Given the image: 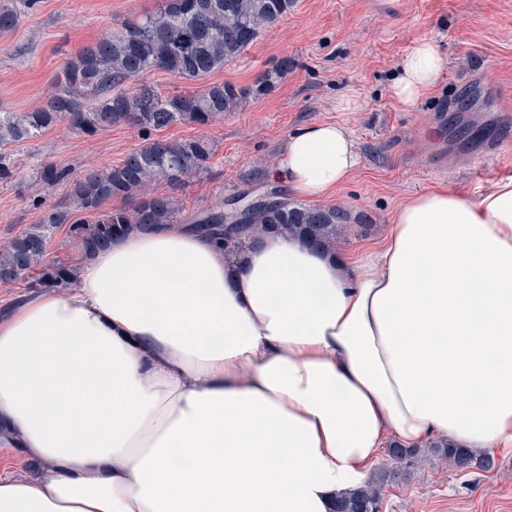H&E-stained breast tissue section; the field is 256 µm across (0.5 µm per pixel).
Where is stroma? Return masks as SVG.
<instances>
[{"instance_id":"stroma-1","label":"stroma","mask_w":512,"mask_h":512,"mask_svg":"<svg viewBox=\"0 0 512 512\" xmlns=\"http://www.w3.org/2000/svg\"><path fill=\"white\" fill-rule=\"evenodd\" d=\"M160 0H40L10 33L0 35V111L42 106L68 56L156 10ZM445 59L437 89L414 108L389 87L401 60L422 39ZM294 67L268 94L205 125L176 124L162 139L204 137L214 146L210 168L179 194L187 213L247 193L270 191L267 179L292 131L319 121L343 122L361 165L326 206L350 211L340 251L361 253L388 232L394 210L409 196L445 186L474 200L512 177V154L494 147L512 137V0H296L293 10L240 57L208 79L190 81L156 70L147 83L174 95L205 83L252 84L282 58ZM346 96L357 106L337 109ZM138 128L115 125L91 136L65 123L10 145L15 182L0 183V244L37 223L35 158L80 172L119 162L144 143ZM491 469L457 471L441 461L386 489L382 512H512V451L493 450Z\"/></svg>"}]
</instances>
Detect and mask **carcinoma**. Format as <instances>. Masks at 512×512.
Instances as JSON below:
<instances>
[{"mask_svg":"<svg viewBox=\"0 0 512 512\" xmlns=\"http://www.w3.org/2000/svg\"><path fill=\"white\" fill-rule=\"evenodd\" d=\"M295 2L164 0L157 10L76 50L44 106L32 112H0V182L15 175L6 146L33 140L61 121L78 134L91 135L117 124L149 133L174 124H204L267 94L293 68L292 60L281 59L246 87L213 83L201 90L165 95L140 78L164 70L191 81L202 79L244 53L264 31L281 22ZM38 3L0 0V34L13 31L21 16ZM213 154L209 140L193 137L147 141L115 165L92 166L78 175L60 163L40 160L35 179L46 192L64 187L63 202L49 207L38 223L0 246V283L25 278L30 288L67 290L75 284L82 260L106 248L114 237L145 227H181L198 233L223 245L224 256L231 260L272 233L336 251L348 230L349 213L283 195L273 205H257L241 213L234 229L225 228L222 205L184 218L175 192L208 172ZM155 181L163 182L167 191L144 192ZM61 226L76 255L69 262H48L49 244ZM432 459L458 469L491 466L490 458L479 460L447 439H434L419 448L393 445L387 448V462L368 480L337 496L334 512H380L386 487Z\"/></svg>","mask_w":512,"mask_h":512,"instance_id":"cac0c4a2","label":"carcinoma"}]
</instances>
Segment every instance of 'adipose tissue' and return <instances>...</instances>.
Wrapping results in <instances>:
<instances>
[{"label":"adipose tissue","instance_id":"ef3b65f1","mask_svg":"<svg viewBox=\"0 0 512 512\" xmlns=\"http://www.w3.org/2000/svg\"><path fill=\"white\" fill-rule=\"evenodd\" d=\"M442 67L420 40L392 97ZM360 164L321 121L269 177L326 199ZM391 436L512 450V178L410 197L359 257L268 234L231 265L149 228L0 313V441L33 470L0 512H332Z\"/></svg>","mask_w":512,"mask_h":512}]
</instances>
